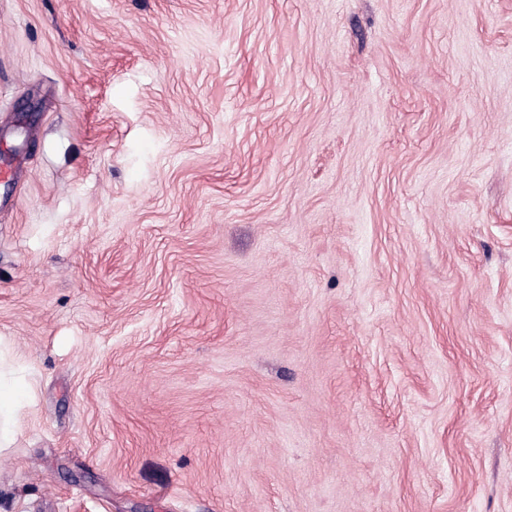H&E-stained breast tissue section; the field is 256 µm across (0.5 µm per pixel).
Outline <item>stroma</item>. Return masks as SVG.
Returning <instances> with one entry per match:
<instances>
[{"label": "stroma", "mask_w": 512, "mask_h": 512, "mask_svg": "<svg viewBox=\"0 0 512 512\" xmlns=\"http://www.w3.org/2000/svg\"><path fill=\"white\" fill-rule=\"evenodd\" d=\"M0 512H512V0H0ZM23 358L0 336V450L10 448L20 430L26 409L36 400L38 384L33 376L19 381Z\"/></svg>", "instance_id": "35a3bbf8"}]
</instances>
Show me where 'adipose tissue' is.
<instances>
[{
    "label": "adipose tissue",
    "instance_id": "adipose-tissue-1",
    "mask_svg": "<svg viewBox=\"0 0 512 512\" xmlns=\"http://www.w3.org/2000/svg\"><path fill=\"white\" fill-rule=\"evenodd\" d=\"M22 364V357L0 336V449L10 447L25 410L36 400V379L18 377Z\"/></svg>",
    "mask_w": 512,
    "mask_h": 512
}]
</instances>
